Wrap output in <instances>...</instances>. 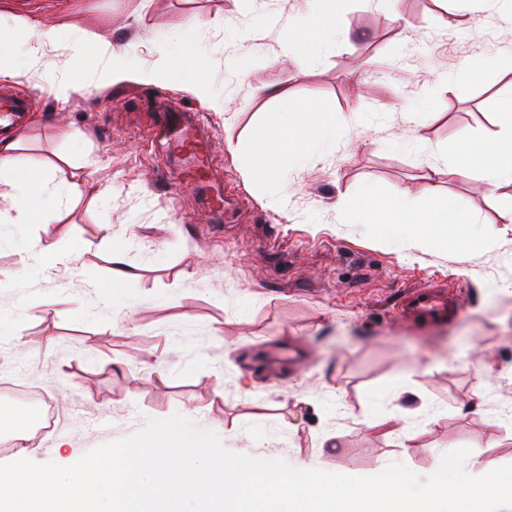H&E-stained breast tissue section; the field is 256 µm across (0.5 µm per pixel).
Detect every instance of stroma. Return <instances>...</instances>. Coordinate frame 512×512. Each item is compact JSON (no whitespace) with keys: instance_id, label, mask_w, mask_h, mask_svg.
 I'll return each mask as SVG.
<instances>
[{"instance_id":"stroma-1","label":"stroma","mask_w":512,"mask_h":512,"mask_svg":"<svg viewBox=\"0 0 512 512\" xmlns=\"http://www.w3.org/2000/svg\"><path fill=\"white\" fill-rule=\"evenodd\" d=\"M0 4L123 45L138 67L164 61L174 35L198 20L208 76L224 96L219 111L130 78L62 106V71L90 67L64 44L48 48L49 67L0 79L31 103L18 167L41 161L65 189L55 223L0 224V379L19 378L52 410L49 430L30 429L31 461L68 466L178 413L232 452L354 477L400 462L424 478L460 447L474 476L486 461L512 464V294L498 290L512 283V224L480 176L460 174L467 160L454 152L459 137L498 129L512 73H466L512 55V15L492 8L446 28L439 0H349L336 39L315 45L303 35L310 0ZM437 73L454 80L435 85ZM269 84L279 98L262 94ZM303 105L331 115L334 143L298 157L272 144L276 179L246 181L264 122ZM165 109L196 113L231 223L215 225L196 185L172 180L177 167L151 134ZM426 184L473 216L481 248L385 236L342 204L365 188ZM107 187L111 197L100 198ZM40 239L96 248L48 270L23 261ZM116 249L133 276L107 302L99 287ZM431 283L459 287L461 312L432 324L398 319L403 290Z\"/></svg>"}]
</instances>
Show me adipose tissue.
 <instances>
[{"label":"adipose tissue","mask_w":512,"mask_h":512,"mask_svg":"<svg viewBox=\"0 0 512 512\" xmlns=\"http://www.w3.org/2000/svg\"><path fill=\"white\" fill-rule=\"evenodd\" d=\"M28 28L21 63L29 68L45 66L47 47L62 38L85 59L100 62V81L117 83L133 76L145 84L185 83L191 92L213 106L220 108L224 105L223 98L214 93L203 74L202 55L195 38L197 21H189L178 36L176 51L160 66L150 69L133 67L124 46H104L79 32L63 33L58 28H43L35 22L29 23ZM333 126L332 118L306 108L293 113L287 124H269L260 139L264 142L285 139L301 152L314 140L326 136ZM498 126L494 135L466 144L470 160L481 163V177L495 190L512 187V97L500 106ZM433 194V187L428 185L422 186L419 193L427 198ZM416 196L403 191L390 198L365 190L359 195V212L364 223L377 225L384 234L416 238L427 230L441 246L447 245L449 235L455 234L465 237L470 248L481 247L482 236L471 230L472 217L458 203L450 200L443 205L420 209L416 206ZM0 199L9 204L6 223L51 224L59 217L63 193L47 181L44 165L33 160L19 177L0 179Z\"/></svg>","instance_id":"1"}]
</instances>
